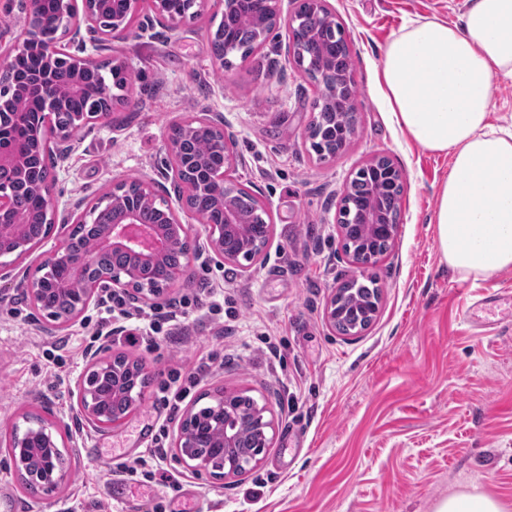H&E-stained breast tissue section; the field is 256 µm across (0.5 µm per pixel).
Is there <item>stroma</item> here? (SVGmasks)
I'll list each match as a JSON object with an SVG mask.
<instances>
[{"instance_id":"35a3bbf8","label":"stroma","mask_w":512,"mask_h":512,"mask_svg":"<svg viewBox=\"0 0 512 512\" xmlns=\"http://www.w3.org/2000/svg\"><path fill=\"white\" fill-rule=\"evenodd\" d=\"M283 19L245 61L222 68L209 37L219 0H197L194 18L158 24L141 0L130 30L112 37L101 61L126 62L132 101L112 123L79 128L57 162L60 201L95 202L120 181L170 186L168 133L206 112L234 132L238 185L273 226L263 253L234 264L209 254L158 297L189 302L179 338L154 344L105 339L109 355L143 363L149 383L133 411L97 431L74 418L75 382L105 311L92 305L74 323L54 321L0 280V441L26 415L67 423V480L51 494L26 492L0 451V494L12 512H436L458 492H483L512 512V270L461 280L442 263L430 224L449 159L412 143L393 122L376 74L384 45L409 21L458 20L466 0H328L342 25L358 89L357 134L336 159L318 160L306 139L317 87L290 60ZM378 155L406 174L401 218L388 254L373 268L381 288L371 326L338 333L326 304L355 275L337 219L350 176ZM214 292L220 313L194 305ZM490 309L478 310L483 299ZM209 370L170 414L157 388L170 371ZM242 392L274 420L258 463L215 480L175 462L181 413ZM166 429L162 477L141 484L120 464L148 455Z\"/></svg>"}]
</instances>
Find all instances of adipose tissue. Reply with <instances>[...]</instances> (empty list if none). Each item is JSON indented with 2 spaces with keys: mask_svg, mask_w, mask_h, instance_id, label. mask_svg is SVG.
I'll use <instances>...</instances> for the list:
<instances>
[{
  "mask_svg": "<svg viewBox=\"0 0 512 512\" xmlns=\"http://www.w3.org/2000/svg\"><path fill=\"white\" fill-rule=\"evenodd\" d=\"M498 74L512 78V0H468L458 23L408 22L377 73L396 125L450 158L433 224L442 262L462 280L512 270V124L489 120Z\"/></svg>",
  "mask_w": 512,
  "mask_h": 512,
  "instance_id": "obj_1",
  "label": "adipose tissue"
}]
</instances>
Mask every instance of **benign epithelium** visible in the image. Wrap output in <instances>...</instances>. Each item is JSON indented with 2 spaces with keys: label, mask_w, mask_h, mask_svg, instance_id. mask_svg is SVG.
I'll list each match as a JSON object with an SVG mask.
<instances>
[{
  "label": "benign epithelium",
  "mask_w": 512,
  "mask_h": 512,
  "mask_svg": "<svg viewBox=\"0 0 512 512\" xmlns=\"http://www.w3.org/2000/svg\"><path fill=\"white\" fill-rule=\"evenodd\" d=\"M27 8L20 20L22 43L17 48L20 53L28 52L37 60V68L41 71L35 84L42 101L38 122L32 121V113L25 109L24 100L18 90L10 96L0 95V118L7 120L18 130V135L8 143L0 144V169L23 167L25 155L36 156L39 166L44 170L41 179L32 187L43 199L39 221L44 224L45 233H50L55 224L58 204L54 197L53 187L56 180L53 158L65 156L72 149L73 134L81 126L80 121L63 127L56 123L57 100L53 95L52 72L54 64L62 54L57 43L40 42L39 28L41 25V0H26ZM107 0H60L62 15L66 19L65 35L71 42L78 44L80 54L70 57L74 74L72 92L77 94L93 93L92 86L85 79V72L96 66L95 53L104 49L100 40L85 41L82 32H99L101 28L98 16ZM177 125L192 134L198 128L211 131L216 144L224 150L227 165L224 170L211 176V184L216 193L224 200V223L206 224L204 232L209 251L218 254L226 262L238 263L240 259L252 261L259 257L266 242L256 241L247 243L235 253L224 252V237L233 231L241 219L230 204L234 192V183L230 177L235 168L236 155L235 137L224 126V117L220 114L205 113L187 120L177 122ZM168 149L174 160V176L172 181L175 203L171 204L160 194V188L148 179L137 182L138 197L142 204L162 203L169 225L143 224L140 221L138 209L126 204L123 192L128 188L125 181L113 187L112 191L103 195L96 203L85 206L83 201L68 202L64 206L67 218L64 223L84 224L95 228V216L101 206L105 205L119 214L112 223L106 225L97 235L96 247L92 251H73L68 248L69 238L65 237L51 249L41 264V269L49 272L60 268L64 277L53 289L62 300L69 302L67 310L61 314H53L51 318L59 326H65L77 320L89 307L90 303L104 294L119 293L134 299H146L157 296L165 287L146 288L136 268L128 267L114 270L101 265L102 256L112 252H123L138 262H144L159 257L169 250L180 246L188 238L186 226L179 220L178 211L197 216L191 205L194 180L190 171L191 162L182 156L181 144L168 141ZM383 171L393 176L396 182L404 181L403 171L387 156H377L362 167V171ZM382 206L374 204L366 214V233L369 236H385L392 241L396 227L384 222ZM25 220L15 214L12 205V191L0 186V258L11 257L17 261L29 252V244L25 241ZM347 255L355 266L361 270L377 263L387 255V252L377 253L368 257L357 250L348 247ZM46 275L37 278L24 276L20 278L15 288L31 301L39 310H45L44 295ZM113 357L98 353L88 356L87 375L77 382V408L84 422L89 426L102 429L110 422L101 412V399L91 392L89 381L94 377L107 373L112 366ZM217 411L225 413L224 426L213 437L203 435L198 439L192 438L195 430L194 413H185L179 428L173 452L175 457L196 474L206 473L214 479H222L229 475H240L251 464L259 461L267 443L263 442L254 448L243 447L241 431L244 426L254 423L262 434H268L273 429V423L265 419L264 413L254 415L253 419L242 417L233 409L226 408V402H218ZM19 447L35 449L34 460L37 462L39 488L51 492L58 488L63 480L58 468L61 455L57 439L51 427L37 423L29 427L19 437Z\"/></svg>",
  "instance_id": "7a95c632"
}]
</instances>
